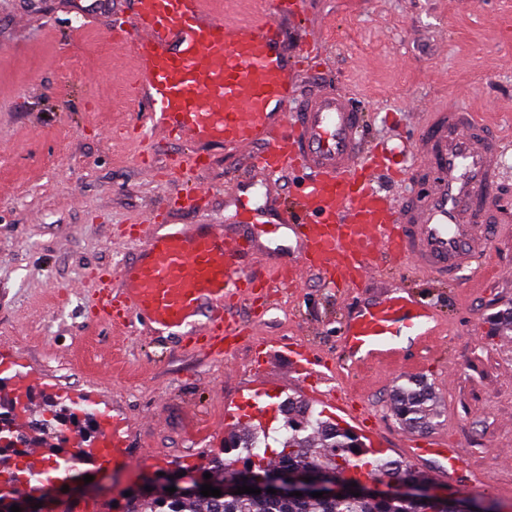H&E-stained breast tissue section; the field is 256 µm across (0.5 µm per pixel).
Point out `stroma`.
<instances>
[{"label":"stroma","instance_id":"35a3bbf8","mask_svg":"<svg viewBox=\"0 0 512 512\" xmlns=\"http://www.w3.org/2000/svg\"><path fill=\"white\" fill-rule=\"evenodd\" d=\"M104 2L0 0V349L131 423L128 463L83 464L76 474L91 476L89 490L57 495L56 512H114L186 453L200 466L223 457L225 405L254 375L279 398H311L282 354L253 362V342L216 359L198 339L184 348L152 340L135 321L120 336L100 322L96 286L135 256L142 226L225 223L224 194L246 163L220 147L199 162L185 144L134 133L133 60L110 46ZM306 18L323 33L325 77L366 112L368 139L417 137L421 111L448 104L479 114L505 141L512 182V114L499 109L512 104V0H308ZM198 185L209 198L171 200ZM504 263L512 237L494 238L480 274L452 287L377 274L368 295L404 282L436 304L447 331L397 363L344 373L338 386L376 407L394 439L404 432L390 409L395 387L426 380L438 416L425 437L467 460L452 490L512 512V332L495 324L512 307V278L497 273ZM229 317L256 340L301 342L330 362L339 355L343 306L317 276L282 289L268 313L244 303ZM148 448L166 465L146 460ZM477 473L488 481L480 490L470 487Z\"/></svg>","mask_w":512,"mask_h":512}]
</instances>
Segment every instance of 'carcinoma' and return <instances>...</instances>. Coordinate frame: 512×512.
<instances>
[{"mask_svg":"<svg viewBox=\"0 0 512 512\" xmlns=\"http://www.w3.org/2000/svg\"><path fill=\"white\" fill-rule=\"evenodd\" d=\"M393 412L399 422L414 431L432 426L435 403L431 388L422 380L408 378L393 395ZM276 412L286 418L287 435L280 447L269 449L262 444L256 432L250 429L232 433L224 442V453L238 450L245 454L246 463L239 469L233 464L216 462L211 468V478L205 483L222 487L231 480H246L257 488L270 468L308 476L312 479H331L340 485L337 498L276 495L267 492L254 494H226L220 497L193 496L183 491L180 479L165 481L159 492L138 491L132 494L125 512H463L471 498L463 494L452 496L413 497L408 495L375 496L353 495L352 484L359 480H391L400 484L425 481L410 467L383 456L369 455L351 430L330 417H324L305 402L288 398L276 403ZM40 419L42 434L50 436L57 431L59 415L56 404L43 410ZM13 429L0 427V476L8 475L11 481L27 474L25 458L28 451L16 447V440L27 439ZM47 459L67 470L68 453L53 443L45 448ZM175 487L174 493L166 491Z\"/></svg>","mask_w":512,"mask_h":512,"instance_id":"carcinoma-1","label":"carcinoma"}]
</instances>
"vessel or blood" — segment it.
<instances>
[{
    "label": "vessel or blood",
    "instance_id": "vessel-or-blood-1",
    "mask_svg": "<svg viewBox=\"0 0 512 512\" xmlns=\"http://www.w3.org/2000/svg\"><path fill=\"white\" fill-rule=\"evenodd\" d=\"M111 30L114 47L134 59L133 97L138 125L187 144L194 155L220 146L226 152L256 149L226 207L245 224H267L282 256L272 274L245 270L258 249L256 237L225 235L216 224H194L160 232L147 225L145 241L124 262L119 290L99 286L104 320L122 331L140 320L149 335L191 332L220 342L243 334L224 316L241 301L273 302L272 281L294 283L313 273L348 288L368 287L386 267L436 283L457 282L477 271L493 227L512 225V203L504 199L502 140L479 116L443 105L423 114V130L404 150L413 157L392 165L390 149L363 145V113L348 91L326 83L303 91L306 72L297 54H312L320 38L308 34L298 50L288 48V22L304 0H260L256 19L233 22L214 13L212 0H121ZM299 173L295 202L280 203L276 182ZM414 192L394 197L378 182L379 172ZM445 322L436 307L397 285L351 306L341 332L342 358L314 373L313 397L334 411L364 445L385 454L395 446L381 432L382 417L368 405L352 407L334 381L344 370L368 362L393 361L404 350L441 335ZM24 356L0 360L15 368V390L47 388V375L25 370ZM269 389L251 380L228 420L275 421L264 403ZM129 422L98 421V438L70 447L87 459L124 463ZM406 455L426 464L429 477L452 481L466 460L459 449L436 439H411Z\"/></svg>",
    "mask_w": 512,
    "mask_h": 512
}]
</instances>
